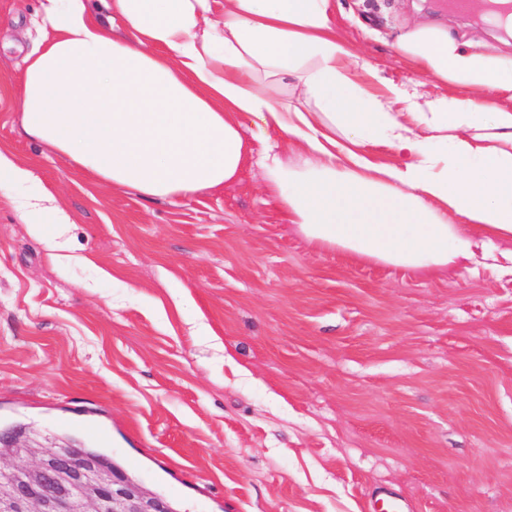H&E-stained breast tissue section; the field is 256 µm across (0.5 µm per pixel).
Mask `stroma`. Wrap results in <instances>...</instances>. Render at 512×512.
Returning <instances> with one entry per match:
<instances>
[{
	"label": "stroma",
	"mask_w": 512,
	"mask_h": 512,
	"mask_svg": "<svg viewBox=\"0 0 512 512\" xmlns=\"http://www.w3.org/2000/svg\"><path fill=\"white\" fill-rule=\"evenodd\" d=\"M340 2L371 93L410 79L440 95L397 44L417 21L512 55L489 23L425 0ZM40 10L0 0V151L71 222L53 264L0 189V426L77 436L177 512H367L378 487L412 512H512V271L313 249L249 170L189 199L92 181L21 132Z\"/></svg>",
	"instance_id": "stroma-1"
}]
</instances>
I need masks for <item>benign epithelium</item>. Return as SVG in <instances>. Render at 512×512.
<instances>
[{
	"label": "benign epithelium",
	"mask_w": 512,
	"mask_h": 512,
	"mask_svg": "<svg viewBox=\"0 0 512 512\" xmlns=\"http://www.w3.org/2000/svg\"><path fill=\"white\" fill-rule=\"evenodd\" d=\"M29 458L27 466L0 468L15 477L0 484V512H174L117 468L109 469L80 444L18 445L0 433V459Z\"/></svg>",
	"instance_id": "obj_1"
}]
</instances>
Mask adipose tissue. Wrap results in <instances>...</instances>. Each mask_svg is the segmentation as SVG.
I'll return each mask as SVG.
<instances>
[{
    "instance_id": "adipose-tissue-1",
    "label": "adipose tissue",
    "mask_w": 512,
    "mask_h": 512,
    "mask_svg": "<svg viewBox=\"0 0 512 512\" xmlns=\"http://www.w3.org/2000/svg\"><path fill=\"white\" fill-rule=\"evenodd\" d=\"M211 2L103 0L107 30L88 0H41L49 28L24 60L25 134L149 200L218 190L255 167L303 238L361 260L424 273L512 263L497 247L512 242V56L419 24L399 38L406 63L466 97L396 83L373 95L355 80L372 62L336 37L334 0H224L219 28ZM486 89L500 104L480 99ZM376 142L399 163L373 161ZM3 185L20 191L45 248L64 250L69 215L0 152Z\"/></svg>"
}]
</instances>
